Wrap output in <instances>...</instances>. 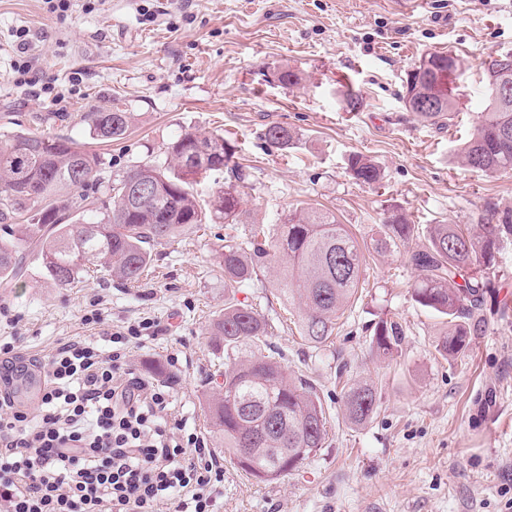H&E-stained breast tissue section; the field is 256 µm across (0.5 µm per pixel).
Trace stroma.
I'll list each match as a JSON object with an SVG mask.
<instances>
[{
    "mask_svg": "<svg viewBox=\"0 0 512 512\" xmlns=\"http://www.w3.org/2000/svg\"><path fill=\"white\" fill-rule=\"evenodd\" d=\"M20 26L29 28L37 59L23 86L12 70ZM510 49L512 0H425L412 13L395 10L393 0H105L62 18L43 0H0V131L61 130L41 88L68 91L77 75V92L61 109L66 134L105 152L116 173L164 159L181 131L223 135L237 148L239 175L215 173L197 192L206 197L233 183L245 212L242 223L206 224L155 246L154 273L133 285L107 276L59 286L29 261L24 280L0 289V338L14 340L25 362L46 358L69 336L153 321L154 336L132 349L130 365L171 386L174 414L223 463L218 512H512V310H503L512 307V239L501 242L490 274L483 331L457 360L435 350L446 325L415 302L416 273L404 252L368 259L366 288L320 351L300 337L297 308L284 307L272 288L276 268L261 270L236 297L268 320L282 365L315 384L329 413L328 441L288 476L261 482L233 464L204 413L210 376L224 364L207 334L224 307V238H247L251 224L276 223L297 207L328 210L360 238L393 205L423 228L473 229L512 214V171L488 176L454 159L484 109L490 57ZM446 50L465 70L458 112L439 129L410 112L403 96L421 55ZM285 68L299 73L298 84L279 82ZM350 89L363 98L360 111L345 109ZM116 105L132 112V128L99 143L83 115ZM272 124L296 132L292 148L263 141ZM355 152L380 165L379 184L350 176ZM94 303L102 323L83 324ZM382 317L405 329L395 362L370 351L371 327ZM341 364L345 381L370 382L380 397L378 413L358 427L342 410Z\"/></svg>",
    "mask_w": 512,
    "mask_h": 512,
    "instance_id": "stroma-1",
    "label": "stroma"
}]
</instances>
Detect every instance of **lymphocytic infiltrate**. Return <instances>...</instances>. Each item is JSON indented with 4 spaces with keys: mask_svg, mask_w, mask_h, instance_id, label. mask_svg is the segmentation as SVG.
<instances>
[{
    "mask_svg": "<svg viewBox=\"0 0 512 512\" xmlns=\"http://www.w3.org/2000/svg\"><path fill=\"white\" fill-rule=\"evenodd\" d=\"M148 322L105 343L60 340L35 409L0 392V502L7 512H215L224 466L170 412L169 385L127 364Z\"/></svg>",
    "mask_w": 512,
    "mask_h": 512,
    "instance_id": "lymphocytic-infiltrate-1",
    "label": "lymphocytic infiltrate"
}]
</instances>
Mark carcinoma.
<instances>
[{
  "mask_svg": "<svg viewBox=\"0 0 512 512\" xmlns=\"http://www.w3.org/2000/svg\"><path fill=\"white\" fill-rule=\"evenodd\" d=\"M463 60L455 53L422 56L407 73L404 102L423 122L442 127L458 109L455 81ZM487 106L456 157L465 167L486 174L512 170V101L493 96L495 63L486 69ZM436 108L424 112L418 100ZM95 138L126 137L132 113L118 106L84 114ZM276 149L291 148L296 133L270 125L263 133ZM235 151L219 134L185 131L167 147L164 161H142L121 174L112 173L105 155L81 148L70 136L0 134V286L22 277V255L33 251L47 277L59 286L79 283L103 273L126 283L148 272L155 245L194 233L203 224L239 222V193L219 187L202 205L193 185L224 169L235 171ZM347 168L357 181L374 185L381 169L370 157L353 153ZM149 190L137 195L138 186ZM90 188L89 193L78 190ZM419 235L404 210L393 207L362 244L336 216L322 209L290 211L278 224L259 225L247 240L224 241L219 265L224 287L235 291L258 270L279 258L287 261L275 288L281 299L299 306V333L309 347L332 343L338 320L358 294L364 250L377 255L397 252ZM512 237V215L496 224L485 222L474 234L459 224H431L425 242L407 251L408 265L418 273L415 300L446 320L448 331L436 345L440 355H464L470 337L482 331L483 306L502 241ZM271 325L258 311L231 297L209 330L212 343L224 352L222 383L205 397L212 431L243 471L267 482L286 476L324 447L328 436L326 409L316 388L292 378L274 356L262 353ZM403 325L392 317L372 328L371 351L393 361L402 355ZM250 357H241L243 351ZM342 406L353 425L371 420L379 408L375 387L345 384ZM258 439L253 454L241 458L238 448Z\"/></svg>",
  "mask_w": 512,
  "mask_h": 512,
  "instance_id": "obj_1",
  "label": "carcinoma"
}]
</instances>
